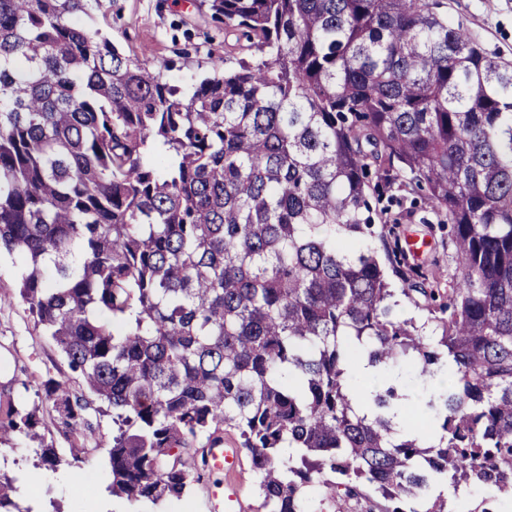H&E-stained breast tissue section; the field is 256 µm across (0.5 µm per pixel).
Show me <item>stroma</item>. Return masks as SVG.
<instances>
[{
  "label": "stroma",
  "mask_w": 512,
  "mask_h": 512,
  "mask_svg": "<svg viewBox=\"0 0 512 512\" xmlns=\"http://www.w3.org/2000/svg\"><path fill=\"white\" fill-rule=\"evenodd\" d=\"M436 11L463 24L486 51L503 61H512V0H435ZM113 42L151 66L166 62L168 75L177 85L194 83L208 71L209 56L223 57L234 65L242 52L234 36L212 21L197 0H113L108 16ZM387 220L395 224L401 244L420 239L427 247L407 253L405 268L415 269L422 293L401 299V318L438 329L430 320L435 304L447 302L456 284L457 264L448 239V227L440 218L424 188L404 191L387 188L381 201ZM21 264L17 257L0 256V419L8 405L37 408L36 430L57 448L61 465L36 470L37 444L17 435L0 445V472L13 477L12 500L31 512H215L213 495L231 486L246 512H263L258 477L247 458H240L231 473L214 472L192 482L179 500L160 505L132 506L112 496L109 464L112 419L96 415L83 435H72L51 403L40 395L43 381L67 382L75 392L84 385L73 372L50 336L38 326L28 307L18 297ZM80 475L84 492L68 491L71 475Z\"/></svg>",
  "instance_id": "35a3bbf8"
}]
</instances>
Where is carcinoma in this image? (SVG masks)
Instances as JSON below:
<instances>
[{
	"mask_svg": "<svg viewBox=\"0 0 512 512\" xmlns=\"http://www.w3.org/2000/svg\"><path fill=\"white\" fill-rule=\"evenodd\" d=\"M105 5L0 0V252L87 389L50 378L44 399L75 435L112 412V495L182 499L226 427L264 512L512 492V65L429 0H201L255 55L182 88L89 32ZM422 181L459 272L436 340L396 314L392 277L413 284L369 202ZM358 357L446 361L448 386L399 434L402 396ZM37 412L8 407L0 442L37 437ZM12 492L0 473V509ZM369 503L364 500L357 502L354 500H338L336 501V509L330 507L327 503L321 502L320 498L312 497L307 504L309 512H320L321 510H331L332 512H368Z\"/></svg>",
	"mask_w": 512,
	"mask_h": 512,
	"instance_id": "obj_1",
	"label": "carcinoma"
}]
</instances>
